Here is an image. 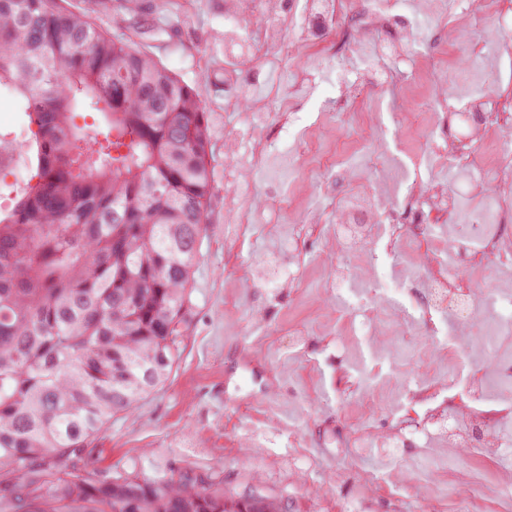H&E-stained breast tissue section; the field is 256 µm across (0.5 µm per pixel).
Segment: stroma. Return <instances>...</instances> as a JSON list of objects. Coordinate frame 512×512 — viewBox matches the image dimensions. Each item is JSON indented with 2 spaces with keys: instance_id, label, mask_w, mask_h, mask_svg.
Masks as SVG:
<instances>
[{
  "instance_id": "stroma-1",
  "label": "stroma",
  "mask_w": 512,
  "mask_h": 512,
  "mask_svg": "<svg viewBox=\"0 0 512 512\" xmlns=\"http://www.w3.org/2000/svg\"><path fill=\"white\" fill-rule=\"evenodd\" d=\"M110 34L137 45L173 70L205 103L211 127L214 196L199 241L191 305L180 327L181 356L168 381L91 443V462L156 479L173 471H215L228 493L255 491L290 512H512L496 488L512 466L456 448L430 458L424 437L404 446L397 431L427 418L464 414L472 385L494 359L512 358V335L494 337L495 356L466 361L456 337L425 334L406 294L388 295L401 268L386 238L371 244L372 285L329 288L336 245L328 225L301 243L297 287H253V257L275 250L282 228L297 230L308 202L334 196L338 157L374 148L399 185H411L410 157L432 133L410 113L417 98H447L428 79L401 76L368 88L357 111L339 116L335 74L317 79L292 109L299 119L268 126L271 146L301 150V170H239L247 186L246 224L224 221L227 142L245 140L244 112L224 93V0H66ZM282 60L267 78L275 87L315 69L325 45L276 48ZM384 324V348L359 331L362 319Z\"/></svg>"
}]
</instances>
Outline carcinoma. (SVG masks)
Segmentation results:
<instances>
[{"label":"carcinoma","mask_w":512,"mask_h":512,"mask_svg":"<svg viewBox=\"0 0 512 512\" xmlns=\"http://www.w3.org/2000/svg\"><path fill=\"white\" fill-rule=\"evenodd\" d=\"M0 86L31 112L38 178L0 212V512H288L217 472L87 459L180 356L213 197L205 104L61 0H0Z\"/></svg>","instance_id":"obj_1"}]
</instances>
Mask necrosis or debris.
<instances>
[{"label": "necrosis or debris", "mask_w": 512, "mask_h": 512, "mask_svg": "<svg viewBox=\"0 0 512 512\" xmlns=\"http://www.w3.org/2000/svg\"><path fill=\"white\" fill-rule=\"evenodd\" d=\"M228 10L224 84L234 104L251 112L247 156L260 167L281 162L294 169L298 161L270 151L265 128L278 115L265 111L266 98L257 83L240 77L235 64L256 60L260 47L284 45L288 31L297 32L298 44L326 42L333 55L348 58L358 52L359 35L372 33L378 58H391L440 83L448 78L449 57L483 54L479 47L450 38L446 25L423 32L415 13L403 10L400 0H229ZM414 108L433 116L432 141L417 155V165L433 172L446 167L453 170L454 177L449 181L435 175L421 178L413 189L394 195L388 190L389 173L379 164L370 180L338 192L331 209L333 237L337 252L352 257L353 262L337 265L334 280L342 285L370 279L364 258L371 240L381 233H389L397 245L433 237L438 227L428 221L432 212L452 224L478 219L482 226L478 238L466 242L449 238L447 251L437 257L434 266L415 270L409 282L422 315L450 318L462 338L461 353L483 359L491 354L492 344L479 337L487 321L480 293L450 280L448 271L485 260L512 267V88L473 89L456 95L450 107L440 102L427 107L418 102ZM466 133L475 149L486 139L494 140L499 153L494 169H480L472 159L459 155L457 142ZM475 198L484 202L476 215L468 209ZM431 436L435 456H445L449 449L463 445L479 453L494 448L499 455L512 454V438L491 431L490 415L479 407L464 415L449 412L447 422L433 428Z\"/></svg>", "instance_id": "4bbe7bcc"}]
</instances>
